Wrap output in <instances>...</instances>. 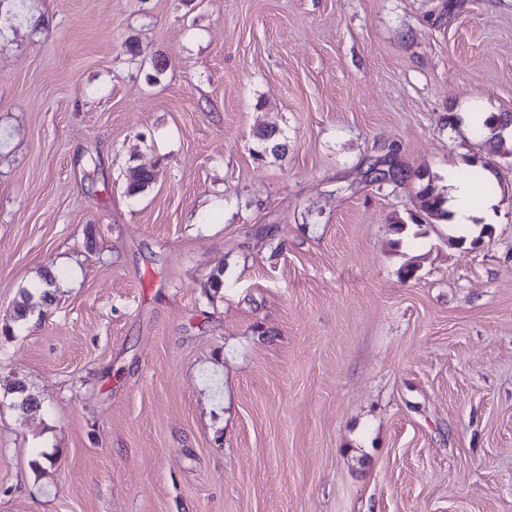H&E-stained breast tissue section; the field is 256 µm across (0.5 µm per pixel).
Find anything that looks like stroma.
<instances>
[{"label": "stroma", "mask_w": 512, "mask_h": 512, "mask_svg": "<svg viewBox=\"0 0 512 512\" xmlns=\"http://www.w3.org/2000/svg\"><path fill=\"white\" fill-rule=\"evenodd\" d=\"M507 112L512 0L0 9V330L54 277L0 333V512H512ZM389 156L480 171L467 243L395 235ZM52 293L48 288H43L39 295L38 301L33 302L35 295L28 290L24 291V301L19 303L13 315V321L16 323L17 328L22 326L28 319L29 315L34 313L35 309L43 303L51 302Z\"/></svg>", "instance_id": "1"}]
</instances>
